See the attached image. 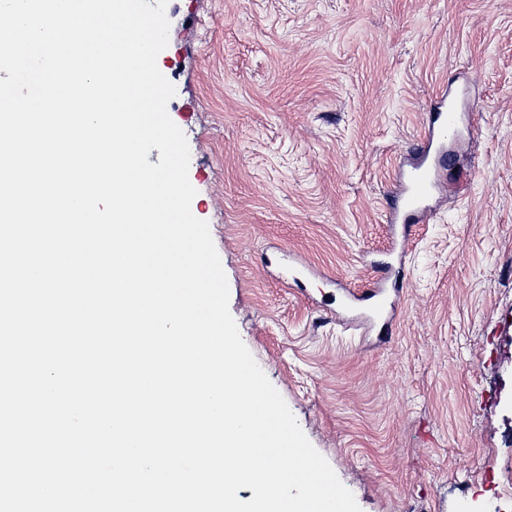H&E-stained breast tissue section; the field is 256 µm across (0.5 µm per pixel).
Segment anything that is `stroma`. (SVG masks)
I'll return each instance as SVG.
<instances>
[{
    "instance_id": "obj_1",
    "label": "stroma",
    "mask_w": 512,
    "mask_h": 512,
    "mask_svg": "<svg viewBox=\"0 0 512 512\" xmlns=\"http://www.w3.org/2000/svg\"><path fill=\"white\" fill-rule=\"evenodd\" d=\"M157 65L230 312L361 512H485L512 461V0H168ZM450 91L461 131L403 251L388 202ZM296 253L298 288L265 258ZM400 256L390 322L329 311Z\"/></svg>"
}]
</instances>
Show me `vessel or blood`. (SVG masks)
Here are the masks:
<instances>
[{
	"label": "vessel or blood",
	"mask_w": 512,
	"mask_h": 512,
	"mask_svg": "<svg viewBox=\"0 0 512 512\" xmlns=\"http://www.w3.org/2000/svg\"><path fill=\"white\" fill-rule=\"evenodd\" d=\"M475 114H462L447 100H438L428 116V133L417 144L419 158L398 177V197L392 207L393 228L406 238L413 224L425 210V201L439 187V170L445 164L448 139L454 136L463 122H476ZM406 282L404 268L385 267L360 288L341 289L337 300L340 313L362 319L368 325L389 315V290H403Z\"/></svg>",
	"instance_id": "vessel-or-blood-1"
}]
</instances>
